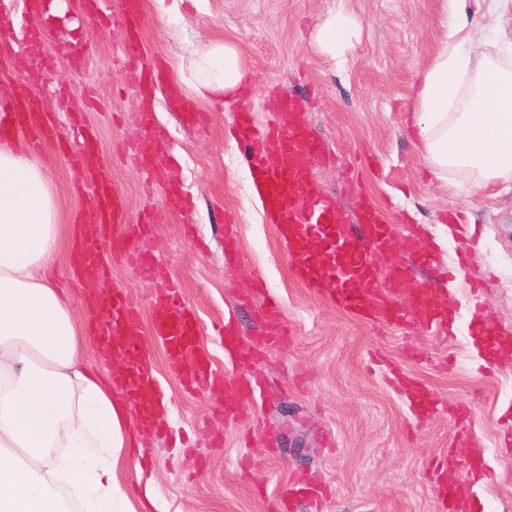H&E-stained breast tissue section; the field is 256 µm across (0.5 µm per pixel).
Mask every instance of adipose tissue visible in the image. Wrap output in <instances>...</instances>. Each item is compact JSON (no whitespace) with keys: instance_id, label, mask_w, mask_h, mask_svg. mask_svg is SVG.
<instances>
[{"instance_id":"obj_1","label":"adipose tissue","mask_w":512,"mask_h":512,"mask_svg":"<svg viewBox=\"0 0 512 512\" xmlns=\"http://www.w3.org/2000/svg\"><path fill=\"white\" fill-rule=\"evenodd\" d=\"M483 0H447L448 32L418 73L411 113L417 149L435 176L463 170L485 185L512 178V68L471 67ZM196 98H233L245 76L235 47L216 42L189 65ZM63 227L50 181L17 143L0 145V512H67L54 481L88 512H137L119 488L126 407L80 360L85 342L49 279ZM65 443V455L45 449Z\"/></svg>"}]
</instances>
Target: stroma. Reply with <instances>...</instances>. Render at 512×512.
<instances>
[{
	"instance_id": "stroma-1",
	"label": "stroma",
	"mask_w": 512,
	"mask_h": 512,
	"mask_svg": "<svg viewBox=\"0 0 512 512\" xmlns=\"http://www.w3.org/2000/svg\"><path fill=\"white\" fill-rule=\"evenodd\" d=\"M353 22L347 47L331 54L315 40L331 13ZM443 0H201L188 22L160 18L146 4L143 58L182 78L170 61L214 42L235 45L247 73V97L257 125L272 120V99L295 95L299 119L328 151L314 168L337 203L356 213L347 194L349 163H358L364 189L389 210L394 224H418L442 253L435 269L416 268L411 287L432 289L456 310L448 343L398 327L375 325L325 303L289 273L288 256L258 198L250 170L232 134L235 107L194 101L196 125L167 86L154 96L155 128L163 142L157 165L191 202L177 222L160 223L155 262L160 280L175 281L205 323L230 314L242 335L258 333L261 297L241 300L254 277L276 295L293 331L284 350L255 369L268 387L262 416L276 440L244 442L242 429L225 425L224 405L185 392L166 366L162 345L150 335L143 350L166 389L169 436L153 439L147 468L154 481L153 512H268L267 502L292 479L316 478L326 488L320 512H439L430 480L432 457L447 451L450 408L470 414L487 464L488 482L459 471L462 512H512V451L501 424L512 406V356L489 359L475 351L469 281L488 279L482 295L493 313L485 331L512 332V181L477 186L465 172L441 181L418 153L407 119L416 75L443 37ZM476 57L512 64V0L473 22ZM123 32L84 21L64 29L46 52L57 70L43 77L0 56V83L53 104L57 83L69 85L73 104L95 128L99 151L126 200V221L163 210L165 189L153 184L128 146L140 134L137 91L118 83ZM79 44L88 57L71 70L62 47ZM55 191L62 237L55 281L73 316H90L81 292L69 284L68 255L76 223L97 221L95 197L73 187L65 157L40 148ZM234 222L239 254L224 256V226ZM429 387L443 409L425 423L385 382L388 364Z\"/></svg>"
}]
</instances>
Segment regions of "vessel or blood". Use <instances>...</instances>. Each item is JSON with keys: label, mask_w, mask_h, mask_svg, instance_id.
<instances>
[{"label": "vessel or blood", "mask_w": 512, "mask_h": 512, "mask_svg": "<svg viewBox=\"0 0 512 512\" xmlns=\"http://www.w3.org/2000/svg\"><path fill=\"white\" fill-rule=\"evenodd\" d=\"M27 4L31 25L27 55L42 66H52L53 60L44 47L53 40L54 33L42 21L43 0H27ZM143 5L144 0H119L118 11L109 15L102 0H83L82 9L91 20L108 16L122 27L124 67L119 81L148 97L159 75L146 67L141 57ZM299 109L295 99L282 97L273 107L274 123L263 133L255 132L253 116L248 112L241 114L236 125V139L245 149L255 187L288 254L292 275L337 309L355 313L367 322L401 326L447 339L451 332L447 308L436 301L429 289L409 291L402 286L413 264L436 265L440 261L438 254L422 249L423 234L418 227H409L402 234L396 232L371 200H361L356 219L337 205L313 168L312 160L322 153L323 146L299 121ZM140 126L141 135L131 144L130 151L136 164L147 167L159 146L153 133L151 105L143 106ZM58 132L40 99L32 94L18 102L12 126H0L1 136H21L33 148L57 137ZM69 163L80 180L93 185L99 210L96 233L76 236L72 260L75 278H105L102 253L108 248L138 278L153 283L155 215L147 214L138 223L126 224L125 198L101 160L93 133L82 134L78 146L69 154ZM98 306L103 318L92 325L91 332L125 358L129 371L117 378L116 384L133 407L143 433L159 435L164 427L159 407L162 388L144 365L142 336L152 335L163 344L167 364L185 389L218 397L225 388H232L238 400L224 407V420L228 423L253 420L251 407L261 399L263 390L251 365L291 341L284 310L273 296L267 297L257 311L263 327L261 335L247 341L242 340L232 318L206 325L186 306L179 288L171 284L155 285L146 317L118 288L99 300ZM209 329L223 339L226 358L235 366L233 373H224L202 344L201 338ZM394 382L401 393L410 396L417 418L432 416L437 399L419 381L398 373ZM471 445L469 433L457 432L447 454L435 461L441 512H456L457 470L474 471L482 466L481 459L470 454ZM320 495L316 484L294 482L273 499L269 512H294L297 501Z\"/></svg>", "instance_id": "b4317fda"}]
</instances>
